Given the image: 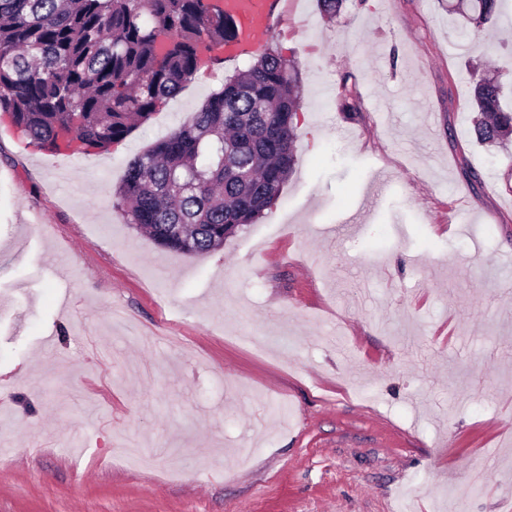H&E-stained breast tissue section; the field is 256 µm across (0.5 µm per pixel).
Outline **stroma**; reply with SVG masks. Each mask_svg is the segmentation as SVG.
<instances>
[{
    "label": "stroma",
    "instance_id": "obj_1",
    "mask_svg": "<svg viewBox=\"0 0 512 512\" xmlns=\"http://www.w3.org/2000/svg\"><path fill=\"white\" fill-rule=\"evenodd\" d=\"M287 2L297 164L210 253L113 191L248 57L96 154L0 123V512H505L512 143H472L469 91L474 63L512 78V12L471 54L448 0Z\"/></svg>",
    "mask_w": 512,
    "mask_h": 512
}]
</instances>
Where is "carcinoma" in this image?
Returning <instances> with one entry per match:
<instances>
[{
	"label": "carcinoma",
	"instance_id": "carcinoma-1",
	"mask_svg": "<svg viewBox=\"0 0 512 512\" xmlns=\"http://www.w3.org/2000/svg\"><path fill=\"white\" fill-rule=\"evenodd\" d=\"M503 0H458V38L485 52ZM219 0H0V112L38 147L72 135L104 150L191 82L204 54L234 38ZM298 63L272 46L224 80L190 120L132 158L116 190L127 223L159 246L205 254L256 221L295 165ZM472 134L512 137V92L472 78Z\"/></svg>",
	"mask_w": 512,
	"mask_h": 512
}]
</instances>
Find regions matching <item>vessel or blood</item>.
Returning <instances> with one entry per match:
<instances>
[{
	"mask_svg": "<svg viewBox=\"0 0 512 512\" xmlns=\"http://www.w3.org/2000/svg\"><path fill=\"white\" fill-rule=\"evenodd\" d=\"M225 12L238 24L236 37L225 42L218 57L232 61L261 50L273 30L272 21L282 8V0H222Z\"/></svg>",
	"mask_w": 512,
	"mask_h": 512,
	"instance_id": "1",
	"label": "vessel or blood"
}]
</instances>
